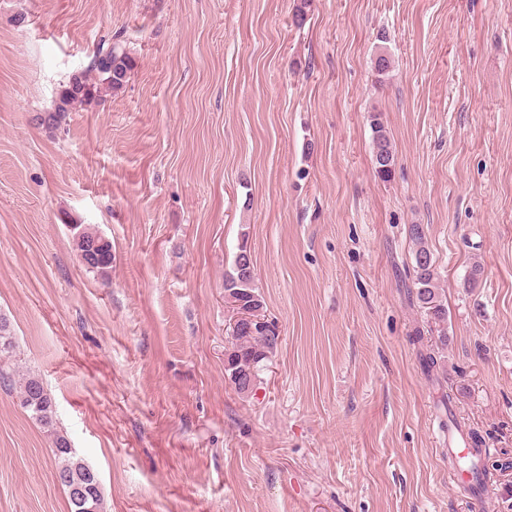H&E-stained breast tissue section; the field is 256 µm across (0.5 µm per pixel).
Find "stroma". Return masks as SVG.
<instances>
[{
    "mask_svg": "<svg viewBox=\"0 0 512 512\" xmlns=\"http://www.w3.org/2000/svg\"><path fill=\"white\" fill-rule=\"evenodd\" d=\"M300 6L0 0L16 371L51 391L105 512H474L448 484L452 417L504 464L485 512H512V0H309L301 22ZM116 38L136 61L123 90L34 125ZM76 224L111 242L110 283L79 261ZM412 224L448 308L431 371ZM243 243L280 334L248 396L224 375ZM51 448L0 385V512H70ZM372 150L376 158L375 170L379 178L388 181L395 166V152L388 131L379 114L371 116Z\"/></svg>",
    "mask_w": 512,
    "mask_h": 512,
    "instance_id": "obj_1",
    "label": "stroma"
}]
</instances>
